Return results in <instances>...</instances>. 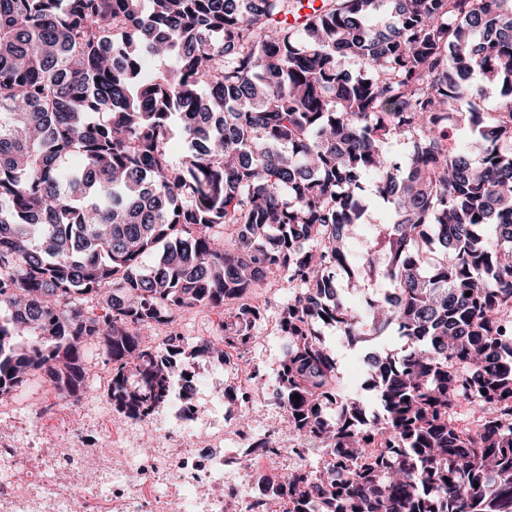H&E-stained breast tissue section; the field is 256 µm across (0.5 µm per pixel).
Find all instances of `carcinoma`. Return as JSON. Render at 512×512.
Returning <instances> with one entry per match:
<instances>
[{
	"label": "carcinoma",
	"mask_w": 512,
	"mask_h": 512,
	"mask_svg": "<svg viewBox=\"0 0 512 512\" xmlns=\"http://www.w3.org/2000/svg\"><path fill=\"white\" fill-rule=\"evenodd\" d=\"M303 8L0 0V396L41 373L83 399L95 337L112 407L145 421L192 374L182 356L224 351L142 337L284 271L275 395L327 460L267 478L258 502L512 512V0ZM377 203L383 264L350 245ZM378 279L356 305L350 289ZM260 316L227 310L225 336L249 343ZM323 327L351 347L404 341L364 355L378 409L342 385ZM84 364L91 369L86 379L87 394L100 390L112 372V362L107 357L102 345L95 338L86 339L83 345ZM86 394V395H87Z\"/></svg>",
	"instance_id": "carcinoma-1"
}]
</instances>
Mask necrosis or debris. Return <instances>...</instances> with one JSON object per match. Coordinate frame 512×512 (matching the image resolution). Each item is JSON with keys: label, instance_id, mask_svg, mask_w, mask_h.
I'll list each match as a JSON object with an SVG mask.
<instances>
[{"label": "necrosis or debris", "instance_id": "1", "mask_svg": "<svg viewBox=\"0 0 512 512\" xmlns=\"http://www.w3.org/2000/svg\"><path fill=\"white\" fill-rule=\"evenodd\" d=\"M175 417L177 429L160 433L147 453L65 444L66 410L42 412L32 427L61 437L52 448H16L11 425L0 421V512H288L287 500L255 503L225 478L223 426H210V444H200L198 411L183 403ZM270 442L261 460L304 466L309 451L292 425Z\"/></svg>", "mask_w": 512, "mask_h": 512}]
</instances>
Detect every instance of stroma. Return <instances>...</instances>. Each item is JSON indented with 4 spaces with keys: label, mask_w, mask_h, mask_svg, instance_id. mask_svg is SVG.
Returning a JSON list of instances; mask_svg holds the SVG:
<instances>
[{
    "label": "stroma",
    "mask_w": 512,
    "mask_h": 512,
    "mask_svg": "<svg viewBox=\"0 0 512 512\" xmlns=\"http://www.w3.org/2000/svg\"><path fill=\"white\" fill-rule=\"evenodd\" d=\"M291 292L292 286L286 273L280 272L269 278L262 288L242 298L243 303L261 306L264 313L252 329L255 341L248 345L239 364L240 371L254 374L256 387L262 394L260 400L254 401L249 407L230 404L222 408L216 406L212 388L217 384L229 385L232 373L208 360L199 361L196 366L203 391L201 396L195 397L194 403L207 416L221 417L225 430H232L236 422L248 415L253 418L252 429L258 436L263 435L265 429L281 424L284 411L274 395V387L287 340L280 336L277 322L280 307ZM224 321L222 310L196 306L176 312L171 329L185 342L193 343L204 337L211 339L223 336ZM324 337L336 354L345 388H358L367 369L360 353L350 349L334 330H325ZM57 396L56 389L49 386L43 377H30L12 394L0 398V419L12 424L26 423L31 420L36 409L50 407ZM105 417L111 418L116 426L126 428L127 445L145 449L153 447L151 429L117 414L111 403L103 397L85 411L76 412L71 428L73 441L87 447L93 446L101 437L99 424Z\"/></svg>",
    "instance_id": "1"
}]
</instances>
